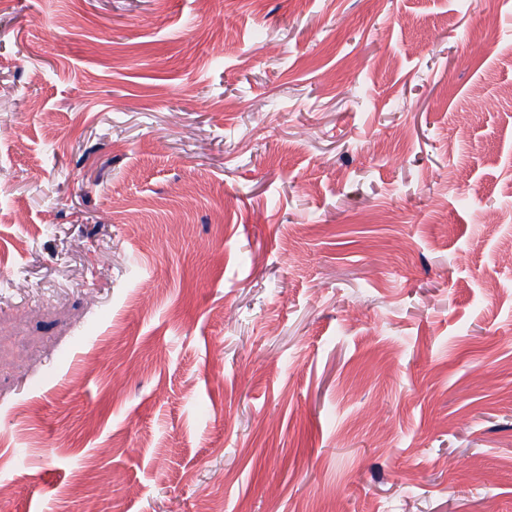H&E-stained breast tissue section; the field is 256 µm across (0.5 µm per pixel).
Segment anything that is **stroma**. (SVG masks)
<instances>
[{
  "mask_svg": "<svg viewBox=\"0 0 512 512\" xmlns=\"http://www.w3.org/2000/svg\"><path fill=\"white\" fill-rule=\"evenodd\" d=\"M511 243L512 0H0V504L512 512Z\"/></svg>",
  "mask_w": 512,
  "mask_h": 512,
  "instance_id": "stroma-1",
  "label": "stroma"
}]
</instances>
